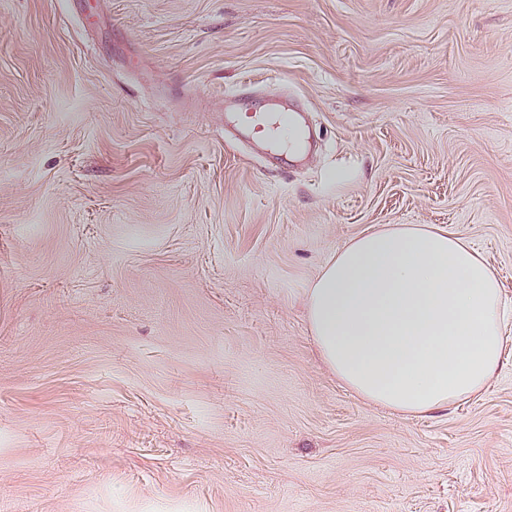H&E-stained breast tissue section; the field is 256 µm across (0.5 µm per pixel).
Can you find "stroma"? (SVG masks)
Here are the masks:
<instances>
[{"mask_svg":"<svg viewBox=\"0 0 512 512\" xmlns=\"http://www.w3.org/2000/svg\"><path fill=\"white\" fill-rule=\"evenodd\" d=\"M282 98L319 150L228 110ZM388 224L512 306V0H0V512H512V349L424 416L318 357Z\"/></svg>","mask_w":512,"mask_h":512,"instance_id":"stroma-1","label":"stroma"}]
</instances>
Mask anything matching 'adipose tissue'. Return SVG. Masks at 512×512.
Segmentation results:
<instances>
[{
  "label": "adipose tissue",
  "instance_id": "ef3b65f1",
  "mask_svg": "<svg viewBox=\"0 0 512 512\" xmlns=\"http://www.w3.org/2000/svg\"><path fill=\"white\" fill-rule=\"evenodd\" d=\"M319 353L370 403L424 415L478 394L503 360L499 280L464 239L391 224L336 251L307 288Z\"/></svg>",
  "mask_w": 512,
  "mask_h": 512
}]
</instances>
